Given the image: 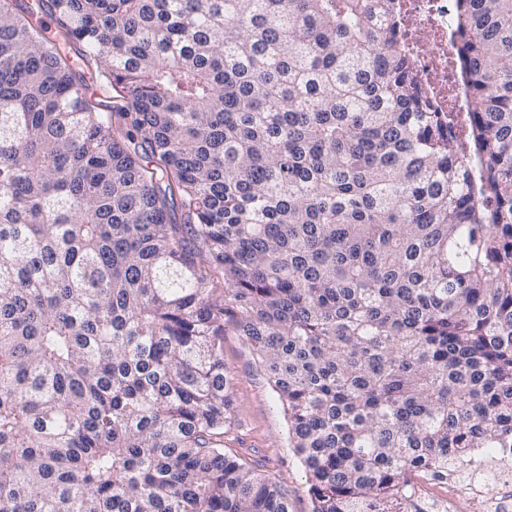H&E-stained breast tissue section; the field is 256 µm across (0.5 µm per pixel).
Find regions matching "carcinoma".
<instances>
[{"label":"carcinoma","mask_w":512,"mask_h":512,"mask_svg":"<svg viewBox=\"0 0 512 512\" xmlns=\"http://www.w3.org/2000/svg\"><path fill=\"white\" fill-rule=\"evenodd\" d=\"M395 0H0V512H292L224 454V315L312 512L512 448V0L460 142Z\"/></svg>","instance_id":"obj_1"}]
</instances>
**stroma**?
<instances>
[{
	"instance_id": "1",
	"label": "stroma",
	"mask_w": 512,
	"mask_h": 512,
	"mask_svg": "<svg viewBox=\"0 0 512 512\" xmlns=\"http://www.w3.org/2000/svg\"><path fill=\"white\" fill-rule=\"evenodd\" d=\"M234 425L224 451L287 494L292 512H312L304 468L288 437V416L252 348L233 324L224 327Z\"/></svg>"
}]
</instances>
